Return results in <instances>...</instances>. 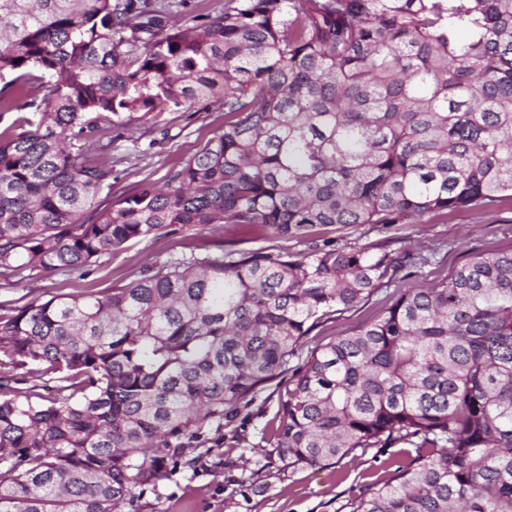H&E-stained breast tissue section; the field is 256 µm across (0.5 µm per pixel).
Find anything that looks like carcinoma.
<instances>
[{
  "label": "carcinoma",
  "instance_id": "carcinoma-1",
  "mask_svg": "<svg viewBox=\"0 0 512 512\" xmlns=\"http://www.w3.org/2000/svg\"><path fill=\"white\" fill-rule=\"evenodd\" d=\"M0 0V268L82 271L174 227L421 224L512 193V0ZM214 100L224 130L166 188L115 187L112 140ZM433 255L318 246L170 258L112 293L0 315V512H121L190 440L291 372L295 467L405 444L350 512H512V252L289 364L307 336ZM57 394L38 401L35 381Z\"/></svg>",
  "mask_w": 512,
  "mask_h": 512
}]
</instances>
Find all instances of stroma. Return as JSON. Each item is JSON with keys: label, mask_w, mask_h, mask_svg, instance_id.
Segmentation results:
<instances>
[{"label": "stroma", "mask_w": 512, "mask_h": 512, "mask_svg": "<svg viewBox=\"0 0 512 512\" xmlns=\"http://www.w3.org/2000/svg\"><path fill=\"white\" fill-rule=\"evenodd\" d=\"M223 127L224 112L219 103L211 101L195 104L186 112L163 113L154 122L122 131L112 141V155L121 161L119 188L143 180L164 186L171 168ZM313 242L418 250L432 255L433 261L402 270L395 283L381 287L368 302L320 324L293 359L296 367L304 365L318 345L378 316L392 304L398 290L435 287L476 254L512 250V199L431 216L422 224L318 226L301 239L258 226L189 227L128 242L99 258L85 273L0 269V314L35 299L108 294L139 277L146 267L170 257L256 248L300 257ZM285 387V382H271L255 399L243 403L234 417L195 439L186 451V463L178 464L156 489L136 492L135 507H124L123 512H348L349 503L371 483L387 479L408 462L407 449L395 447L372 448L335 467H288L279 459L272 440L278 397Z\"/></svg>", "instance_id": "35a3bbf8"}]
</instances>
